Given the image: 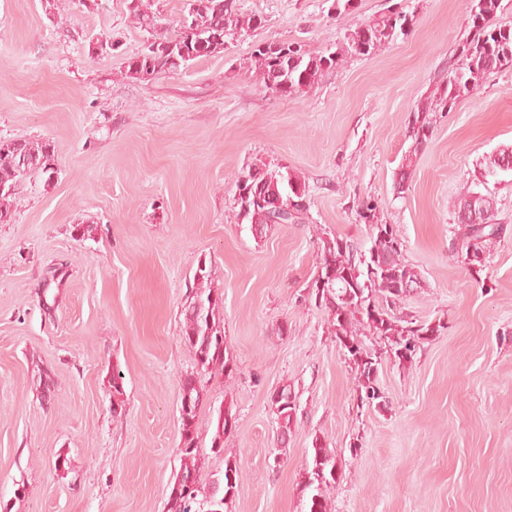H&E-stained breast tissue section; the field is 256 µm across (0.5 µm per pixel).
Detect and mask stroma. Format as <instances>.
<instances>
[{
    "label": "stroma",
    "instance_id": "1",
    "mask_svg": "<svg viewBox=\"0 0 512 512\" xmlns=\"http://www.w3.org/2000/svg\"><path fill=\"white\" fill-rule=\"evenodd\" d=\"M233 2L264 28L141 79L126 60L149 34L126 0H0V140L54 149L53 175L25 177L0 224V512H166L182 382L197 372L183 310L203 264L230 369L200 378L198 478L237 464L225 512H300L316 439L338 461L329 512H512V174L480 179L512 145V66L436 113L414 155L409 123L459 60L467 0H403L407 34L286 98L256 76L254 42L333 51L387 0ZM259 163L305 182L309 203L304 223L261 238L234 218L236 184ZM472 192L494 198L500 228L477 275L453 208ZM369 198L423 282L396 315L445 325L412 364L383 360L380 408L360 403L307 290L322 237L370 248L356 215ZM285 385L297 420L282 449L270 399ZM228 404L236 428L217 453ZM225 409V413H224ZM232 407L226 405L225 408H218L215 415V431L212 437V449L221 452L224 448V435L236 427V415L232 412ZM230 417L231 421L228 419Z\"/></svg>",
    "mask_w": 512,
    "mask_h": 512
}]
</instances>
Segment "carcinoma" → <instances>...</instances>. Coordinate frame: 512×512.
Segmentation results:
<instances>
[{
  "label": "carcinoma",
  "instance_id": "cac0c4a2",
  "mask_svg": "<svg viewBox=\"0 0 512 512\" xmlns=\"http://www.w3.org/2000/svg\"><path fill=\"white\" fill-rule=\"evenodd\" d=\"M477 12L470 13L472 36L462 46V61L448 71L446 85L438 90L432 100L423 102L413 113L409 137L412 146L409 154L421 151L433 135V113L450 111L461 93L475 86L486 74L512 65V26H498L495 18L501 8V0H478ZM130 16L139 27L154 33V41L144 53L132 56L127 61L128 73L141 78L159 74L174 73L191 61L207 58L224 52L228 40L249 34L264 26L260 15L244 16L236 11L232 2L224 0H187L182 14L191 15L202 29L201 36L207 39L205 52L188 56L182 52L184 43L180 35L169 37L156 32L158 27L154 13L148 11L143 0H128ZM409 15L400 6L387 10L378 19L367 21L347 34L340 47L327 54H313L299 45L287 44L288 52L283 55L275 48L276 42L266 41L254 45L251 61L263 84L273 81L278 85L275 93L280 97L291 96L309 88L320 80L325 72L336 68L344 55H369L395 38L407 32ZM20 151L33 160L29 169L21 171L11 162L15 151ZM512 152V147H503L489 156L481 176L486 179L503 173L501 160ZM51 175L54 173V150L46 142L28 140L0 141V184L6 188L0 191V223L6 224L13 218V202L19 182L31 174ZM306 185L296 176L272 169L266 164L250 168L237 185L235 194V218L237 223L248 221L257 234L272 227L271 213L260 200L272 198L283 204L301 201L303 205L280 216V224H299L308 211ZM483 207L488 213V224L463 227L460 237V251L463 261L470 255H486L490 245L497 238L493 200L481 193H473L459 201L458 212L471 206ZM378 206L372 201L359 205L356 214L359 221L367 224L371 233V246L366 253H357L350 241L338 236L321 240L317 274L328 276L331 290L329 296L318 294L313 288L311 296L329 313V324L343 355L356 351L364 362L350 361L356 372L357 388L361 401L379 399L374 367L381 362V356L369 349L363 340L374 336L383 342L384 354L394 362L410 364L423 341L439 335L445 326L417 323L396 317L380 301L399 302L402 295H394L398 278L418 280V272L403 259V243L389 225L379 222ZM212 270L203 265L198 267V287L188 296L182 336L184 342L194 351L198 370L204 374L224 371L229 366L225 356L224 323L219 317L221 296L206 285ZM112 412L123 410L124 386L122 377L112 376ZM281 397H271L272 410L278 423L281 444H286L288 433L296 421V405L287 403L291 390L284 385ZM181 401L189 402L188 418H180V449L182 474L185 484L179 494L169 495L167 512H224L227 500L235 494L240 480L237 466L226 464L223 475L212 481L208 495L201 496L198 483V446L196 417L202 401V390L197 378L189 377L182 384ZM236 427V415L227 405L218 408L215 415V431L211 448L222 451L224 435ZM336 457L322 443L313 441L311 460L304 476V512H327L324 496L326 487L336 483L333 473Z\"/></svg>",
  "mask_w": 512,
  "mask_h": 512
}]
</instances>
